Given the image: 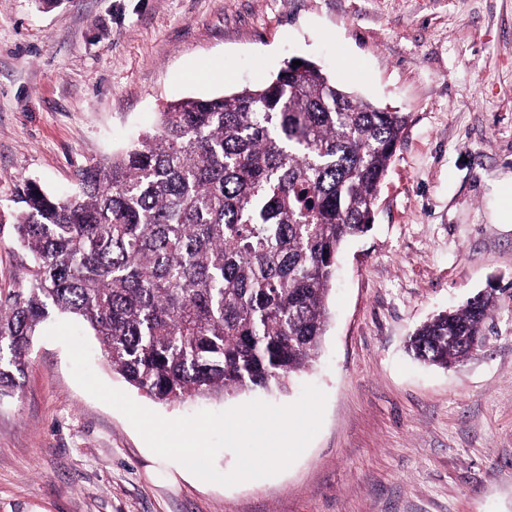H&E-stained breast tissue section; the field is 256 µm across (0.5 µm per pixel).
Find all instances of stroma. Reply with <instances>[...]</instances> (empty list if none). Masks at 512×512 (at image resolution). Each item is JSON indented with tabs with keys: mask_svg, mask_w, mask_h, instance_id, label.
Returning a JSON list of instances; mask_svg holds the SVG:
<instances>
[{
	"mask_svg": "<svg viewBox=\"0 0 512 512\" xmlns=\"http://www.w3.org/2000/svg\"><path fill=\"white\" fill-rule=\"evenodd\" d=\"M293 58L409 116L372 227L346 243L321 351L285 388L163 404L167 419L327 394L284 472L225 487L153 453L37 336L0 398V512H512V308L460 366L408 353L414 330L512 282V0H0V300L26 288L11 224L23 180L64 191L154 128L167 102L261 84Z\"/></svg>",
	"mask_w": 512,
	"mask_h": 512,
	"instance_id": "35a3bbf8",
	"label": "stroma"
}]
</instances>
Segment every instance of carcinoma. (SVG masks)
<instances>
[{
  "instance_id": "obj_1",
  "label": "carcinoma",
  "mask_w": 512,
  "mask_h": 512,
  "mask_svg": "<svg viewBox=\"0 0 512 512\" xmlns=\"http://www.w3.org/2000/svg\"><path fill=\"white\" fill-rule=\"evenodd\" d=\"M404 113L289 61L269 82L166 105L157 130L74 188H18L29 286L0 306V398L40 325L72 315L112 372L159 403L283 388L314 362L341 245L367 231ZM511 289L477 293L409 340L453 368Z\"/></svg>"
}]
</instances>
